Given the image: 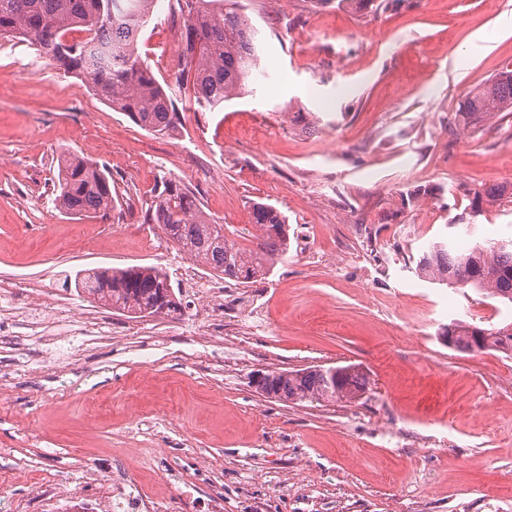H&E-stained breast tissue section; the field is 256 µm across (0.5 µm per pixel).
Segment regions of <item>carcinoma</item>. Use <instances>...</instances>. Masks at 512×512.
Wrapping results in <instances>:
<instances>
[{"label":"carcinoma","mask_w":512,"mask_h":512,"mask_svg":"<svg viewBox=\"0 0 512 512\" xmlns=\"http://www.w3.org/2000/svg\"><path fill=\"white\" fill-rule=\"evenodd\" d=\"M154 0H0V38H29L40 54L69 74L86 78L95 94L127 114L141 128L171 136L181 125L174 100L138 52L141 30ZM184 16L178 34L174 87L192 91L203 112L224 108L239 96L260 70L259 30L244 13L240 0H176ZM75 32L82 37H72ZM512 114V69L502 68L470 90L454 115V123L476 128L493 118ZM56 203L76 216H108L117 207L112 176L99 162L76 154L57 161ZM507 187L474 192L473 213L482 204L505 195ZM144 223L157 224L192 260L216 276L250 283L268 275L288 254L286 217L274 206L256 202L250 223L261 232L254 249L228 239L224 225L198 206L187 186L175 178L162 179L146 203ZM417 269L434 283L470 287L512 303V239L501 244L463 248L451 239L432 242L419 257ZM74 288L104 306L136 317L176 312L179 302L167 274L152 265L85 269L75 274ZM445 335L450 345L472 354L473 339L480 350L512 353V322L495 329L455 320ZM337 377L331 368L272 373L267 395L282 402L351 401L361 396L366 379L352 366Z\"/></svg>","instance_id":"cac0c4a2"}]
</instances>
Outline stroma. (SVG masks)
Returning a JSON list of instances; mask_svg holds the SVG:
<instances>
[{
	"label": "stroma",
	"instance_id": "35a3bbf8",
	"mask_svg": "<svg viewBox=\"0 0 512 512\" xmlns=\"http://www.w3.org/2000/svg\"><path fill=\"white\" fill-rule=\"evenodd\" d=\"M262 36L253 93L219 112L175 95V136L142 129L29 40H0V492L23 474L56 485L111 469V449L159 447L176 465L162 512H512V355L457 351L444 326L512 321V304L419 277V255L474 221L469 243L512 236V198L471 216L475 189L512 191V115L476 129L453 114L512 66V0H241ZM175 0H158L139 51L171 82ZM307 123L293 119L295 111ZM65 152L104 163L106 218L54 201ZM177 178L239 246L250 208L288 221V255L262 280L227 283L232 317L209 320L192 265L142 209ZM154 265L181 302L133 318L66 288L93 267ZM356 366L351 402L285 403L256 372Z\"/></svg>",
	"mask_w": 512,
	"mask_h": 512
}]
</instances>
